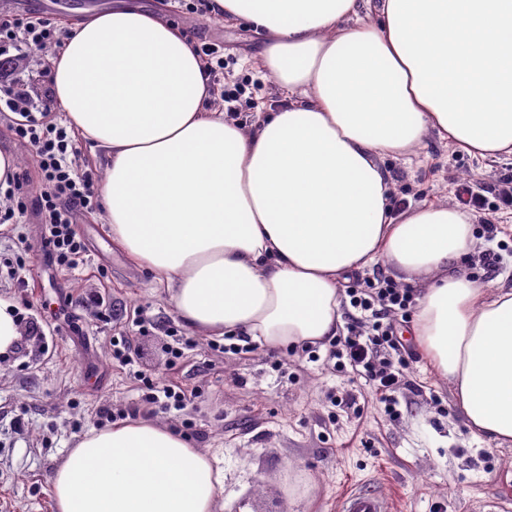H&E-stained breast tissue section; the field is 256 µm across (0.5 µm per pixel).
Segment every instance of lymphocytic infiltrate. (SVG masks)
Here are the masks:
<instances>
[{"instance_id": "1", "label": "lymphocytic infiltrate", "mask_w": 512, "mask_h": 512, "mask_svg": "<svg viewBox=\"0 0 512 512\" xmlns=\"http://www.w3.org/2000/svg\"><path fill=\"white\" fill-rule=\"evenodd\" d=\"M60 45L57 27L43 14H16L0 24V103L11 114V130L38 163L36 181L20 173L10 180L0 224L20 223L28 209H35L45 228L42 247L49 260L72 271L83 265L86 253L73 224L78 213L93 207L96 174L77 163L75 131L48 114H36V105L19 80L22 48L46 50ZM348 295L358 315L333 343L335 366L363 377L388 408H395L396 394L406 384L407 357L390 317L410 315L413 291L380 273L366 280L364 287L350 288Z\"/></svg>"}]
</instances>
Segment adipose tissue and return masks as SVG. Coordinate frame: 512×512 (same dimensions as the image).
<instances>
[{"mask_svg":"<svg viewBox=\"0 0 512 512\" xmlns=\"http://www.w3.org/2000/svg\"><path fill=\"white\" fill-rule=\"evenodd\" d=\"M261 36L285 100L245 126L211 109L194 43L117 6L67 28L52 91L103 148L112 243L190 332L325 344L340 283L387 266L419 289L414 344L471 433L512 443V287L461 274L480 249L455 206H397L383 158L437 136L512 154V0H212ZM212 458L146 418L83 436L51 477L56 512H222Z\"/></svg>","mask_w":512,"mask_h":512,"instance_id":"1","label":"adipose tissue"}]
</instances>
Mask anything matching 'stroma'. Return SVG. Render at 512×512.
Segmentation results:
<instances>
[{
	"instance_id": "35a3bbf8",
	"label": "stroma",
	"mask_w": 512,
	"mask_h": 512,
	"mask_svg": "<svg viewBox=\"0 0 512 512\" xmlns=\"http://www.w3.org/2000/svg\"><path fill=\"white\" fill-rule=\"evenodd\" d=\"M115 0H0V18L29 10L60 22ZM160 11L191 38L224 45V81L249 98L235 118L252 125L257 113L283 104L270 75L253 63L262 39L244 24L199 20L179 0H127ZM396 202L455 203L460 180L486 189L512 178V155L482 159L429 138L411 159L386 158ZM498 225L502 263L487 274L481 256L462 262L483 283H512V206L489 197ZM74 229L87 247L86 262L57 269L42 248V226L27 214L11 237L0 236V255L22 253L18 277L0 274V299L21 314L22 347L0 355V512H55L52 473L76 442L98 428V411L139 406L170 430L190 424L193 447L224 472L223 512H340L342 491L355 485L387 499V512H512V444L473 439L457 412L448 382L421 354L407 369L420 392L400 390L388 413L365 379L336 370L327 349L228 351L183 329L164 289L112 246L102 205L81 212ZM119 310L101 321L86 293ZM158 320L142 332L138 309ZM127 337L135 369L112 359V342ZM184 354L172 360L174 341ZM141 370L162 385L191 393L184 409L164 411L140 401ZM353 395L354 407L339 397Z\"/></svg>"
}]
</instances>
